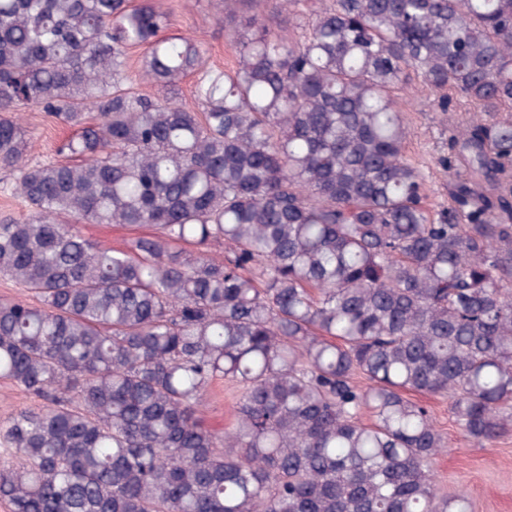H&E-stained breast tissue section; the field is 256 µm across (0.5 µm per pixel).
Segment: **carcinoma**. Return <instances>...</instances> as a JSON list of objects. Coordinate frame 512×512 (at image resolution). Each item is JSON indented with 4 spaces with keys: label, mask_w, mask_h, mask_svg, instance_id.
Wrapping results in <instances>:
<instances>
[{
    "label": "carcinoma",
    "mask_w": 512,
    "mask_h": 512,
    "mask_svg": "<svg viewBox=\"0 0 512 512\" xmlns=\"http://www.w3.org/2000/svg\"><path fill=\"white\" fill-rule=\"evenodd\" d=\"M261 2L224 0L226 71L152 0H0V168L28 206L0 274L36 298L0 301V378L46 401L0 426L12 512H471L404 392L479 445L512 425V0H277L280 31ZM413 76L485 113L438 211L403 155ZM28 106L77 162L28 161ZM68 217L158 232L117 250ZM233 402L231 392L219 381L211 387L199 407V415L207 427L220 433L233 422Z\"/></svg>",
    "instance_id": "obj_1"
}]
</instances>
